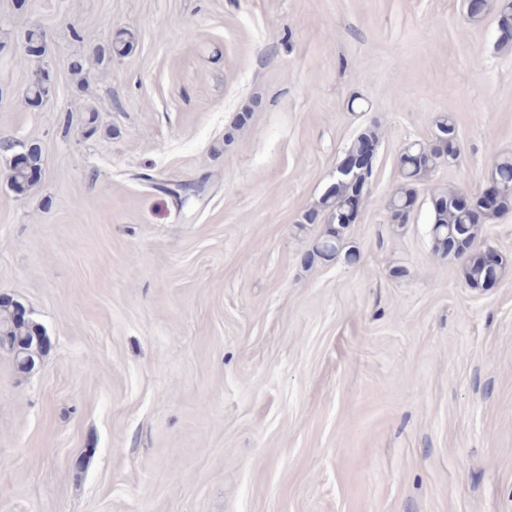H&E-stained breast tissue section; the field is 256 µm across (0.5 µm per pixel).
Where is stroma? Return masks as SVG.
<instances>
[{
	"label": "stroma",
	"mask_w": 512,
	"mask_h": 512,
	"mask_svg": "<svg viewBox=\"0 0 512 512\" xmlns=\"http://www.w3.org/2000/svg\"><path fill=\"white\" fill-rule=\"evenodd\" d=\"M498 38L465 0H0V297L51 341L0 350V512H512V210L492 288L430 235L434 191L512 151ZM444 114L459 162L395 223ZM368 129L358 259L306 262ZM377 146L371 141L365 140L360 152L346 153L342 162L337 166L336 172L340 175L359 174L366 172L372 165L375 158Z\"/></svg>",
	"instance_id": "stroma-1"
}]
</instances>
